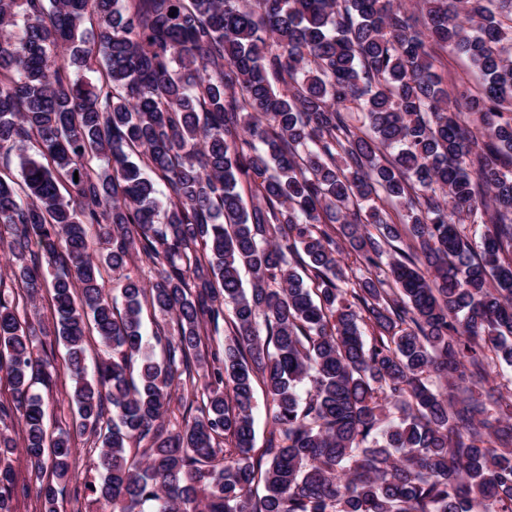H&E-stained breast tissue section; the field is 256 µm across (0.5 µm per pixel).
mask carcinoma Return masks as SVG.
I'll list each match as a JSON object with an SVG mask.
<instances>
[{"instance_id":"obj_1","label":"carcinoma","mask_w":512,"mask_h":512,"mask_svg":"<svg viewBox=\"0 0 512 512\" xmlns=\"http://www.w3.org/2000/svg\"><path fill=\"white\" fill-rule=\"evenodd\" d=\"M419 4L0 0V512L18 451L58 512L76 434L104 512H512V0ZM448 51L478 89L441 86ZM45 289L51 323L21 316ZM50 326L77 408L55 437ZM437 71L448 76V87L451 84L450 78H464L472 86L480 81V76L472 67L469 59L463 54L444 53L438 57L435 63ZM255 432L256 448H262L271 424V412L262 385H256L255 390Z\"/></svg>"}]
</instances>
